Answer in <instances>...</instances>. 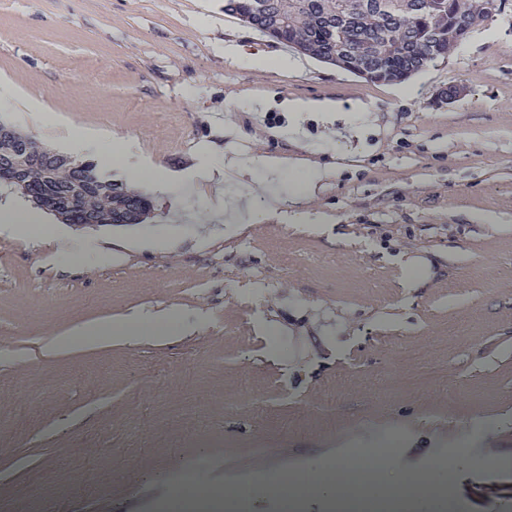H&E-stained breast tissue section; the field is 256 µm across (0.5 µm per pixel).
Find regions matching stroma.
Listing matches in <instances>:
<instances>
[{
	"instance_id": "obj_1",
	"label": "stroma",
	"mask_w": 512,
	"mask_h": 512,
	"mask_svg": "<svg viewBox=\"0 0 512 512\" xmlns=\"http://www.w3.org/2000/svg\"><path fill=\"white\" fill-rule=\"evenodd\" d=\"M223 7L0 0V118L123 182L177 175L135 184L155 198L139 224L49 213L0 232V512H163L189 472L281 512L274 476L321 481L389 435V475L431 489L421 512H445V481L455 512H512V0L396 85L308 56L283 67L285 48ZM228 38L245 57L225 58ZM451 84L465 96L438 103ZM293 98L340 118L305 113L291 140ZM252 153L265 195L319 177L306 205L328 224L254 204L214 219L213 173ZM168 312L163 338L48 348Z\"/></svg>"
}]
</instances>
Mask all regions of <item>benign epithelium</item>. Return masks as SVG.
<instances>
[{"label":"benign epithelium","mask_w":512,"mask_h":512,"mask_svg":"<svg viewBox=\"0 0 512 512\" xmlns=\"http://www.w3.org/2000/svg\"><path fill=\"white\" fill-rule=\"evenodd\" d=\"M69 162L67 156L35 143L30 134L0 119V179L21 187L37 204L67 224L78 229L99 227L105 222L112 226L131 225L151 211L140 198L130 195L122 210L102 217L85 205L94 174L82 171L69 182L56 177Z\"/></svg>","instance_id":"obj_1"}]
</instances>
